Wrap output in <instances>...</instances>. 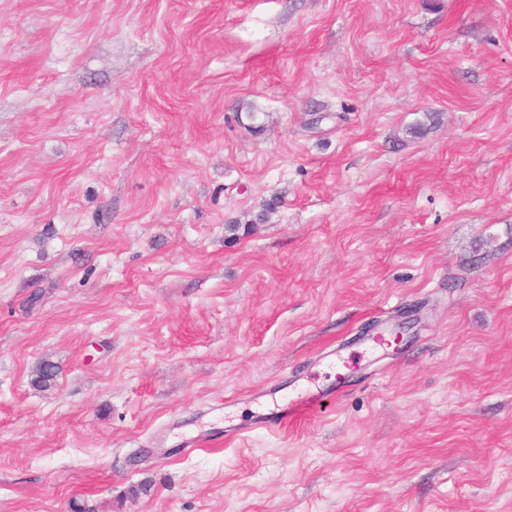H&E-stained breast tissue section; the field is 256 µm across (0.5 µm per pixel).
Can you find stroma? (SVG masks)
Segmentation results:
<instances>
[{
	"label": "stroma",
	"instance_id": "35a3bbf8",
	"mask_svg": "<svg viewBox=\"0 0 512 512\" xmlns=\"http://www.w3.org/2000/svg\"><path fill=\"white\" fill-rule=\"evenodd\" d=\"M78 504L512 512V0H0V512ZM316 401L315 395H311L309 392L299 394L296 399L288 402L287 406L280 411V415H277L276 419L269 421L271 426L284 427L288 424V421L298 418L303 413L310 411L314 407Z\"/></svg>",
	"mask_w": 512,
	"mask_h": 512
}]
</instances>
